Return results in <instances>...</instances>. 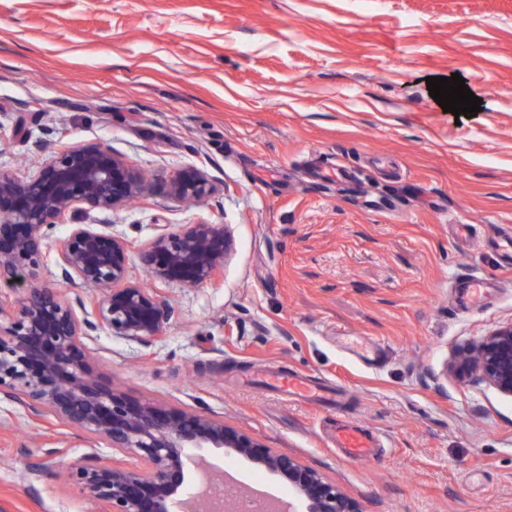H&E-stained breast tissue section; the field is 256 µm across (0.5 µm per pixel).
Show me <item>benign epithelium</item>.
<instances>
[{"mask_svg": "<svg viewBox=\"0 0 512 512\" xmlns=\"http://www.w3.org/2000/svg\"><path fill=\"white\" fill-rule=\"evenodd\" d=\"M147 189L140 173L99 143L67 147L27 176L0 170V283L21 290L14 301L0 298V394L143 461L142 467H114L91 452L73 468L70 480L102 512H185L190 502L194 512H213L210 484L224 474L208 471L207 487L195 494L189 469L205 448L247 460L288 483L297 505L271 499L267 512H361L336 485L293 457L260 447L213 416L131 400L92 366L84 343L90 333L104 329L151 341L171 317L152 289L130 277L129 241L86 223L91 214L120 209ZM211 192L197 172L170 181V195L178 200H201ZM59 224L68 226L62 277L100 290L88 306L37 284L44 242ZM230 246L224 225L188 224L158 236L141 258L153 281L201 285L213 279ZM465 368L474 381L512 396V323L477 343Z\"/></svg>", "mask_w": 512, "mask_h": 512, "instance_id": "obj_1", "label": "benign epithelium"}]
</instances>
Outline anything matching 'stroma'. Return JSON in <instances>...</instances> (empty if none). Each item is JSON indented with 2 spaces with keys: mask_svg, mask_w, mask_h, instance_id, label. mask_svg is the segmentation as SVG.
<instances>
[{
  "mask_svg": "<svg viewBox=\"0 0 512 512\" xmlns=\"http://www.w3.org/2000/svg\"><path fill=\"white\" fill-rule=\"evenodd\" d=\"M459 73L481 98L454 116L426 80ZM79 142L108 146L151 191L92 223L139 251L161 232L223 224L220 277L159 282L174 315L145 343L97 331L87 345L134 400L206 412L296 457L364 512H512V397L446 373L512 323V0H0V169L25 175ZM207 176L198 203L167 194ZM469 236L452 238V221ZM58 225L39 260L68 299ZM496 282L463 306L454 276ZM381 342L379 362L355 356ZM298 372L339 398L314 407L253 370ZM348 418L376 458H338ZM93 445L0 395V512H100L65 471ZM43 470L33 478L32 470ZM212 190L208 180L197 172H181L170 181V195L178 200H201Z\"/></svg>",
  "mask_w": 512,
  "mask_h": 512,
  "instance_id": "35a3bbf8",
  "label": "stroma"
}]
</instances>
